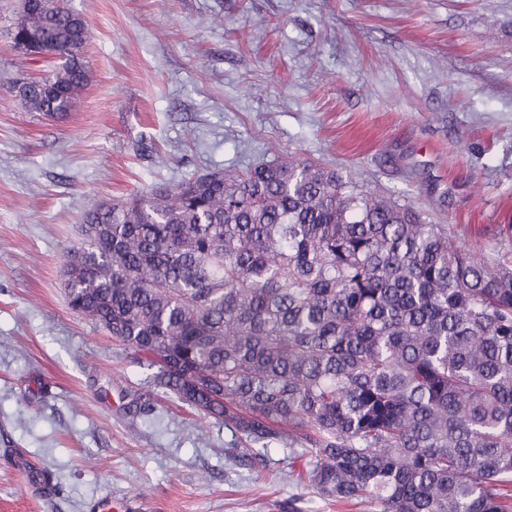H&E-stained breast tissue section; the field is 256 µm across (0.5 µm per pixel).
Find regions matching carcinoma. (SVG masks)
Segmentation results:
<instances>
[{
    "mask_svg": "<svg viewBox=\"0 0 512 512\" xmlns=\"http://www.w3.org/2000/svg\"><path fill=\"white\" fill-rule=\"evenodd\" d=\"M89 38L66 0H23L12 45L62 60L12 86L31 110L73 109ZM79 235L71 309L244 436L228 455L286 441L300 481L374 512H512L511 261L300 159L96 203Z\"/></svg>",
    "mask_w": 512,
    "mask_h": 512,
    "instance_id": "1",
    "label": "carcinoma"
}]
</instances>
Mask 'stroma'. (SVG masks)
Returning <instances> with one entry per match:
<instances>
[{
	"label": "stroma",
	"instance_id": "1",
	"mask_svg": "<svg viewBox=\"0 0 512 512\" xmlns=\"http://www.w3.org/2000/svg\"><path fill=\"white\" fill-rule=\"evenodd\" d=\"M0 0V512H367L263 465L155 386L66 302L63 253L96 201L300 157L512 261V0H70L89 23L76 108L30 111ZM48 479L28 485L18 462Z\"/></svg>",
	"mask_w": 512,
	"mask_h": 512
}]
</instances>
